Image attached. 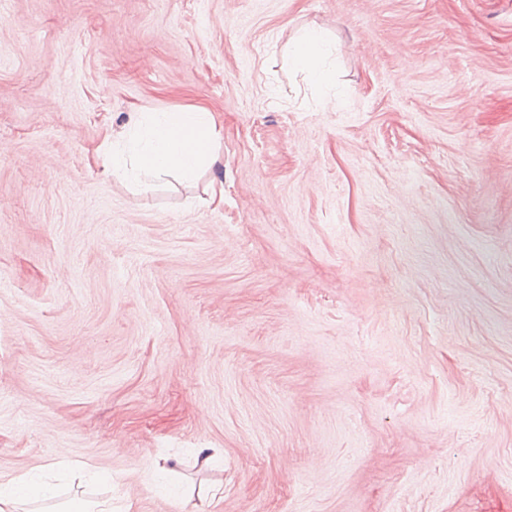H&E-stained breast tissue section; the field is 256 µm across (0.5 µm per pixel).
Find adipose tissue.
I'll list each match as a JSON object with an SVG mask.
<instances>
[{
    "instance_id": "adipose-tissue-1",
    "label": "adipose tissue",
    "mask_w": 512,
    "mask_h": 512,
    "mask_svg": "<svg viewBox=\"0 0 512 512\" xmlns=\"http://www.w3.org/2000/svg\"><path fill=\"white\" fill-rule=\"evenodd\" d=\"M219 146L220 129L205 107L137 112L118 138L106 142L102 172L122 174L139 191L172 173L190 181L214 161Z\"/></svg>"
}]
</instances>
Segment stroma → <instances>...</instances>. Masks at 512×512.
I'll use <instances>...</instances> for the list:
<instances>
[{
	"mask_svg": "<svg viewBox=\"0 0 512 512\" xmlns=\"http://www.w3.org/2000/svg\"><path fill=\"white\" fill-rule=\"evenodd\" d=\"M195 104L194 184L102 174ZM63 464L112 512H512V0H0V485ZM326 40L323 35L315 30L306 31L294 45L292 60L293 63L308 68L312 71L317 80L326 81V74L317 68L319 59L326 53Z\"/></svg>",
	"mask_w": 512,
	"mask_h": 512,
	"instance_id": "1",
	"label": "stroma"
}]
</instances>
